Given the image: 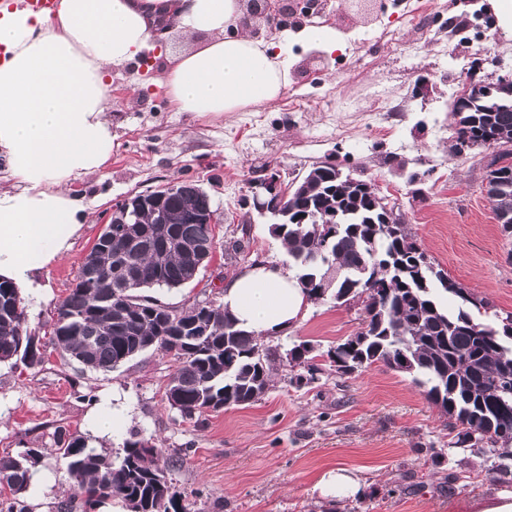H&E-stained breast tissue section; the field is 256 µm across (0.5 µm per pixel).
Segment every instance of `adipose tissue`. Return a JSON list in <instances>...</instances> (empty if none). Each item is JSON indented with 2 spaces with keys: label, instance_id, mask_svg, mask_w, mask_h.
Segmentation results:
<instances>
[{
  "label": "adipose tissue",
  "instance_id": "obj_1",
  "mask_svg": "<svg viewBox=\"0 0 512 512\" xmlns=\"http://www.w3.org/2000/svg\"><path fill=\"white\" fill-rule=\"evenodd\" d=\"M247 0H60L55 14L0 0V278L40 296V270L65 255L85 220L77 181L112 158L114 75L153 58L178 111L223 118L277 100L291 81L279 43L252 34ZM193 37L174 52L164 37ZM222 303L259 333L291 326L308 304L274 261L224 285Z\"/></svg>",
  "mask_w": 512,
  "mask_h": 512
}]
</instances>
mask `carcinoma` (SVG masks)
Masks as SVG:
<instances>
[{
	"label": "carcinoma",
	"mask_w": 512,
	"mask_h": 512,
	"mask_svg": "<svg viewBox=\"0 0 512 512\" xmlns=\"http://www.w3.org/2000/svg\"><path fill=\"white\" fill-rule=\"evenodd\" d=\"M470 109L456 120V144H473L494 137L499 146L512 145V110L503 109L506 95L492 83L471 90ZM333 169L312 167L293 182L288 195L267 212L271 234L280 240L297 270V280L314 299L328 293L336 301L362 304L364 327L338 344L349 365L330 360L329 368L316 356L299 357L303 373L297 387L320 380L327 371L342 377L382 363L398 372L426 379L428 400L457 429V447L486 448L493 467L512 472V316L494 324L480 323L464 307L480 310L488 302L467 292L436 268L417 245L407 225L377 221L384 205L360 179L332 180ZM504 235L512 236V176L490 190ZM168 230L197 247L215 244V225L195 222L198 211L213 210L211 199L177 191L165 201ZM297 214L307 216L293 223ZM134 237L118 235L99 253L88 288L76 286L56 309L54 341L60 359L80 361L89 371L108 372L149 348L170 352L177 367L164 388V400L183 419H201L224 407L243 406L268 391L272 367L258 336L238 326L217 304L203 336L186 331L193 319L184 308L163 309L149 295L116 315L113 297L127 284L135 290L176 289L191 277V257L171 250L163 262L154 260L160 242L152 213L133 225ZM458 297L463 306L445 309L440 296ZM34 336L28 329L24 304L16 289L0 283V362L29 358ZM63 447L66 471L74 486L93 507L112 497L141 512L176 508L167 477L164 450L145 438L129 439L118 462L85 447L64 427L56 430ZM39 451L0 458V512H28L20 495L27 489L30 468Z\"/></svg>",
	"instance_id": "carcinoma-1"
}]
</instances>
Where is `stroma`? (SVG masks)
Returning a JSON list of instances; mask_svg holds the SVG:
<instances>
[{"instance_id": "35a3bbf8", "label": "stroma", "mask_w": 512, "mask_h": 512, "mask_svg": "<svg viewBox=\"0 0 512 512\" xmlns=\"http://www.w3.org/2000/svg\"><path fill=\"white\" fill-rule=\"evenodd\" d=\"M330 22L348 34L344 51L288 48L292 82L272 103L215 120L177 111L146 66L115 77L108 110L115 146L106 175L73 192L91 213L71 249L41 272L38 298L24 301L26 323L45 354L39 366L0 363V457L40 452L27 488L28 512H56L76 496L55 439L57 426L87 439L102 398L132 408L95 452L120 459L132 436L153 438L177 464L167 473L181 512H470L472 499L512 491V474L491 468L485 451L456 448L448 419L412 377L377 363L295 388V345L328 351L362 328L358 303L312 300L289 328L263 335L275 354L262 400L183 420L163 398L176 368L150 349L109 372L63 363L53 346L56 306L113 206L128 195L189 181L205 190L220 222L210 264L182 288L153 289L173 307L221 301L224 284L251 260L289 259L253 208L261 171L291 183L329 160L365 180L409 225L420 248L466 291L488 301L480 322L512 314V238L485 194L499 148L457 156L453 104L467 84L512 74V40L494 30L487 0H331ZM388 130L371 129L370 116ZM241 240L237 254L229 242ZM359 477L362 491L330 505L314 485L328 469Z\"/></svg>"}]
</instances>
